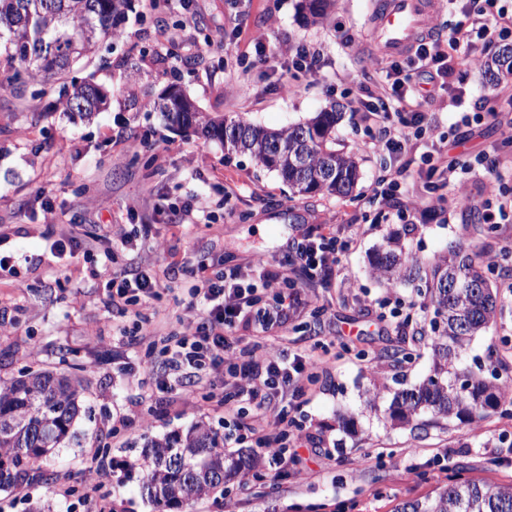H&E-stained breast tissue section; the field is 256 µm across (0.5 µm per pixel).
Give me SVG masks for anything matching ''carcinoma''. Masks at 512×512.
I'll use <instances>...</instances> for the list:
<instances>
[{"instance_id": "obj_1", "label": "carcinoma", "mask_w": 512, "mask_h": 512, "mask_svg": "<svg viewBox=\"0 0 512 512\" xmlns=\"http://www.w3.org/2000/svg\"><path fill=\"white\" fill-rule=\"evenodd\" d=\"M129 0H0V55L18 63L7 81L44 73L60 81L64 111L89 118L102 111L107 94L99 86L67 81L73 66L87 58L104 38L121 36L116 21ZM331 0H305L312 21L327 16ZM493 83L512 78V47L484 62ZM168 123L194 129L229 151L248 153L298 195H349L358 166L349 155L330 147L338 112L317 113L312 119L269 130L238 116L203 118L184 93L161 95L154 102ZM476 250L458 242L428 262L410 258L398 237H389L377 253L373 272L387 283L411 285L422 291L433 308V336L427 348L430 375L412 388L393 393L391 421L410 430L440 427L453 430L477 424L494 414L512 416V384L486 377L463 365L474 336L489 327L497 309L494 283ZM84 379L47 369L0 380V489L19 482L49 483L42 462L74 437L82 406ZM142 493L176 510L189 501L224 493L239 477L247 484L249 455L224 453V441L206 426L173 432L145 445ZM396 512H512V483L457 477L434 497L404 501Z\"/></svg>"}]
</instances>
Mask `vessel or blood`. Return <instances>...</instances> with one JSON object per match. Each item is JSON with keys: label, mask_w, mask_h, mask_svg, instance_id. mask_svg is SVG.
Wrapping results in <instances>:
<instances>
[{"label": "vessel or blood", "mask_w": 512, "mask_h": 512, "mask_svg": "<svg viewBox=\"0 0 512 512\" xmlns=\"http://www.w3.org/2000/svg\"><path fill=\"white\" fill-rule=\"evenodd\" d=\"M428 0H388L375 16L372 36L383 51L400 53L415 44L420 33L433 26Z\"/></svg>", "instance_id": "1"}]
</instances>
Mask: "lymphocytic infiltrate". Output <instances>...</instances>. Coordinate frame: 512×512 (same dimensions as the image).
Masks as SVG:
<instances>
[{
  "mask_svg": "<svg viewBox=\"0 0 512 512\" xmlns=\"http://www.w3.org/2000/svg\"><path fill=\"white\" fill-rule=\"evenodd\" d=\"M461 13L462 20L451 28L447 40L420 38L404 61L389 62L385 83L377 85L371 95L360 93L353 98L352 111L384 132L382 144L387 152L404 153L410 129L422 128L426 121L419 107L428 91L419 83V75H428L434 83L447 79L454 68L476 66L479 59L469 51L473 41L493 40L506 22L501 12L477 26L469 21V7H462ZM395 121L401 129L393 135L389 129ZM295 261L309 278L325 282L337 265L336 251L311 239L298 248ZM255 271L259 278L255 284L232 271L195 285L187 312L180 319L182 330L163 349L166 359L163 372L156 376V388L168 393L188 387L191 379L210 378L211 390L219 394L218 407L239 415L247 410L252 413L243 434L234 437V444L252 438L271 465L284 472L295 462L282 446L288 397L303 392L305 381L316 376L326 358L312 351L293 355L281 350L268 352L260 341L239 345L232 332L235 324H273L302 302L298 292H279L285 280L282 265L260 259ZM108 285V300L117 306L148 302L159 282L151 268L140 267L113 274ZM261 286L274 289L271 303L261 304L257 293Z\"/></svg>",
  "mask_w": 512,
  "mask_h": 512,
  "instance_id": "obj_1",
  "label": "lymphocytic infiltrate"
}]
</instances>
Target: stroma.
<instances>
[{"label":"stroma","mask_w":512,"mask_h":512,"mask_svg":"<svg viewBox=\"0 0 512 512\" xmlns=\"http://www.w3.org/2000/svg\"><path fill=\"white\" fill-rule=\"evenodd\" d=\"M376 0H336L326 19H304L302 0H131L117 40L101 41L90 63L72 75L104 88L109 105L91 119H71L53 81L5 84L11 69L0 59V227L9 235L0 251L20 260V278L0 276V378L25 369H54L56 349L79 352L88 408L76 436L45 463L57 479L49 486L20 483L0 491V512H160L142 496L145 436L163 437L203 424L233 429L208 389L197 385L158 392L147 362H163L162 341L121 335L132 313L106 302L111 272L148 266L161 281L143 312L177 329L191 299L198 261L207 276L249 271L264 259L294 256L312 229L331 226L339 259L329 283L300 270L288 277L309 305L268 328L276 344L293 351L321 345L329 364L289 413V427L312 437L288 474L258 457L247 486L230 482L226 494L191 502L187 512H395L403 501L433 496L458 468L472 478L512 481V420L491 416L449 432L385 427L394 391L430 374L428 349L414 342L429 331L432 309L409 285H388L372 270L376 251L391 235L406 252L432 260L457 241L467 224L483 223L488 208L486 173L473 169L486 152L502 195L512 197V80L490 84L481 67L454 71L449 86L464 89L460 104L449 87L436 88L421 110L430 126L408 150L409 176L401 202L372 203L377 183L393 173L388 155L376 153L380 133L348 103L359 89L385 79L371 35ZM263 35L270 48L258 60L249 39ZM307 46L321 51L318 73L289 68L290 55ZM294 85L285 95L280 82ZM182 90L203 112L238 115L276 130L336 108L332 146L354 157L359 179L346 196L293 194L250 155L224 151L214 141L166 124L157 96ZM467 142L455 146L454 141ZM142 140L139 152L127 140ZM437 151L456 163L464 194L422 171L423 153ZM189 202L190 220L168 223L156 203ZM53 205L55 219L45 222ZM153 237L136 238L138 225ZM123 230L131 246L112 245L107 232ZM73 234L95 238L89 254L52 251ZM471 242L496 256L492 276L498 309L490 328L470 344L469 369L494 363L500 381L512 383V210ZM108 265L94 278L91 266ZM381 389L377 410L364 401ZM152 422L142 429L139 418Z\"/></svg>","instance_id":"obj_1"}]
</instances>
